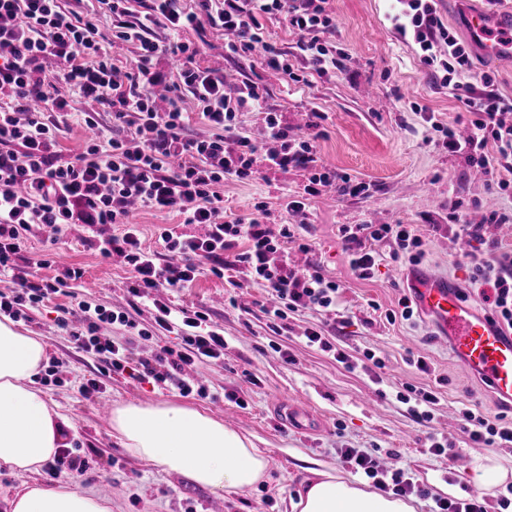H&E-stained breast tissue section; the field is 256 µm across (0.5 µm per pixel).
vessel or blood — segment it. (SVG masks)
<instances>
[{"label":"vessel or blood","mask_w":512,"mask_h":512,"mask_svg":"<svg viewBox=\"0 0 512 512\" xmlns=\"http://www.w3.org/2000/svg\"><path fill=\"white\" fill-rule=\"evenodd\" d=\"M465 29L483 59L512 54V0L471 9ZM411 288L419 311L448 339L463 369L478 374L493 392L512 398V334L471 311L445 275L417 269Z\"/></svg>","instance_id":"1"}]
</instances>
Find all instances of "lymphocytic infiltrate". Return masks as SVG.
<instances>
[{
	"label": "lymphocytic infiltrate",
	"mask_w": 512,
	"mask_h": 512,
	"mask_svg": "<svg viewBox=\"0 0 512 512\" xmlns=\"http://www.w3.org/2000/svg\"><path fill=\"white\" fill-rule=\"evenodd\" d=\"M100 2L112 16L108 42L93 17L65 13L59 0H0V273H12L14 282L9 292L0 291V314L26 318L30 308L52 295L67 294L71 282L83 276L81 269L68 267L54 280L42 278L48 260L22 253L31 227L37 224L59 236L67 225H87L96 231L99 255L106 260L120 257L131 272L128 292L142 299L152 320L141 337L168 332L177 336L178 344L135 358L129 344L104 332L115 323L135 327L130 311L94 308L78 299L71 307L83 324L70 334L76 349L95 356L109 371L203 397L207 390L198 383L199 369L223 363L227 343L205 312L175 310L170 292L188 287L204 273L223 277L222 255L235 250L234 266L245 268L252 284L273 298L270 329L278 334L292 313L313 309L334 316L340 290L320 269L277 262L285 244L303 252L310 246L295 225L273 228L261 223L258 216L266 212L265 202L256 203V217L225 221V179L249 181L264 169L297 168L309 174L304 192L311 197L332 185L344 195L360 194L365 186L320 165L318 121H310L309 134L295 135L283 113L267 106L258 83L245 80L234 93H226L223 70L201 66V50L186 34L210 24L224 33L225 52H261L268 67L299 84L304 75L294 71L287 50L266 38L260 19L275 17L299 31L298 50L324 73L334 63L323 39L333 27L329 0H202V16L183 10L177 0H149L137 16L129 0ZM391 22L399 34L412 37L422 62L440 74L443 84H451L457 70L469 68L468 46L444 26L434 0H396ZM157 29L165 31V39L154 37ZM124 44L134 52L119 66L111 49ZM168 56L179 62L171 76L157 67ZM48 63L55 67L49 78L44 75ZM76 93L111 108L122 131L104 135L95 117L85 115V125L96 135L83 152L68 159L59 139L71 127L69 99ZM463 105L468 136H460L452 123L434 124V131L445 149L466 156L485 173L504 171L496 186L507 190L512 187V99L490 92L464 97ZM192 109L209 127V135H187L186 117ZM248 111L263 114L264 141L240 126L239 114ZM138 206L179 216V225L160 234L169 254L166 262L145 247L139 225L129 223L131 210ZM451 219L476 244L465 262L471 289L483 295L492 320L511 331L512 251L486 244L482 225L464 223L459 212H452ZM183 223L202 225L204 231L184 233L179 229ZM108 224L122 225V233L100 234V227ZM340 232L349 266L361 280L373 278L380 262L372 243L387 242L392 258L408 261L421 244L408 224H345ZM461 418L472 443L512 447V420H492L475 408L463 409ZM340 457L381 491L429 494L405 470L385 467L364 450L344 448Z\"/></svg>",
	"instance_id": "1"
}]
</instances>
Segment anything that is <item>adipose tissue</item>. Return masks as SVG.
<instances>
[{"label": "adipose tissue", "instance_id": "adipose-tissue-1", "mask_svg": "<svg viewBox=\"0 0 512 512\" xmlns=\"http://www.w3.org/2000/svg\"><path fill=\"white\" fill-rule=\"evenodd\" d=\"M46 358L40 337L0 321V466L23 477L65 445V417L33 385ZM112 427L134 456L213 492L252 488L269 476V462L252 441L198 409L168 403L128 404L112 411ZM11 512H112L94 494L62 485H23ZM291 512H415L408 501L368 491L333 471H316Z\"/></svg>", "mask_w": 512, "mask_h": 512}]
</instances>
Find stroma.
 I'll return each instance as SVG.
<instances>
[{
    "instance_id": "35a3bbf8",
    "label": "stroma",
    "mask_w": 512,
    "mask_h": 512,
    "mask_svg": "<svg viewBox=\"0 0 512 512\" xmlns=\"http://www.w3.org/2000/svg\"><path fill=\"white\" fill-rule=\"evenodd\" d=\"M330 7L335 27L324 39L336 65L325 74L298 54L295 32L277 20L262 21L267 39L287 50L289 62L305 72L303 85L284 82L260 57L227 55L221 31L211 26L188 32L187 37L201 46L202 65L223 69L229 80L250 79L265 86L269 103L286 112L293 130L305 131L309 111L324 113L317 140L321 161L366 184V192L356 197L324 192L306 200L298 213L287 212L285 203L301 198L306 172H265L249 182L225 180L223 187L227 219L248 217L255 201H265L271 223L298 225L311 246L308 254L290 253L291 262L321 267L339 282L338 310L348 325L337 331L336 345L351 355V365L303 342L305 328L320 320L315 311L289 315L287 331L274 336L265 313L266 294L248 286L241 267L233 272L240 283L237 289L203 275L170 296L177 307L207 312L228 343L223 364L199 371L210 393L206 399L109 374L96 359L75 350L68 331L59 326L70 306L66 296L44 301L30 311L28 320L16 323L18 329L40 336L47 359L61 363L58 382L48 384L39 376L35 386L70 420L67 443L87 462L73 486L110 501L112 512H209L213 493L133 456L111 420L100 417L103 404L191 406L251 436L270 463L269 478L247 491L224 494V512H290L289 499L310 480L314 462L372 488L371 479L342 462L343 448L394 451L399 467L431 493L430 498H416V512H430L434 498H458L469 491L468 465L475 459L490 458L512 467V448L471 443L459 415L474 406L495 417L512 412V407L463 371L426 316L417 313L406 320L398 315L400 300L409 294L407 279L418 265L447 274L464 292L470 309L488 313L487 304L466 289L464 262L472 245L450 225L449 206L458 204L467 222L483 225L486 239L507 251L512 249V223L491 224L487 217L494 211L512 213V192L496 194L487 181L474 179L476 164L435 145L428 116L453 122L463 105L458 91L436 82L421 63L416 45L401 39L391 26L388 0H330ZM486 73L494 78L495 92L512 98V58L492 65L473 57L460 80L479 91ZM345 224L413 225L422 239L418 264L389 259L386 243L377 242L373 248L383 257L381 265L372 279H357L342 252L339 230ZM91 237L79 224L58 240L35 227L24 245L31 253L51 254L53 262L43 269V277L54 278L66 266L82 268L80 299L106 308L127 304L129 271L121 263L103 262L90 245ZM274 339L287 346L293 362L284 363L270 348ZM369 349L384 358V368L364 359ZM420 355L431 358L442 394L427 424L416 422L407 404L396 397L402 384L426 383V376L410 364ZM90 379L98 380L101 390L86 397L79 387ZM281 397L308 405L321 428L300 433L283 425L274 407ZM433 432L452 438V459L430 454L427 438ZM459 458L466 460V467L456 466Z\"/></svg>"
}]
</instances>
